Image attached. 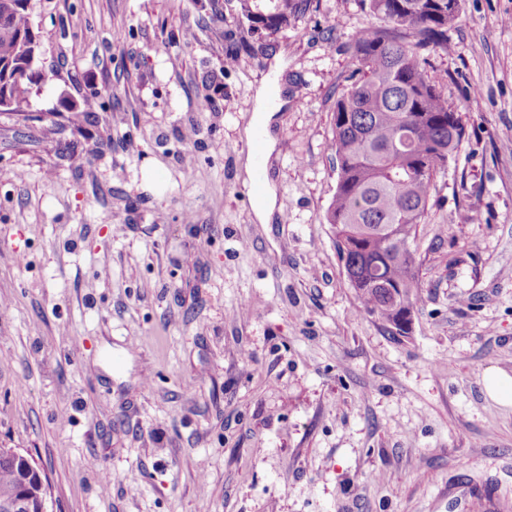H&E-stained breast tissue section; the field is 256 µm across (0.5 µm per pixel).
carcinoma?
<instances>
[{"mask_svg": "<svg viewBox=\"0 0 512 512\" xmlns=\"http://www.w3.org/2000/svg\"><path fill=\"white\" fill-rule=\"evenodd\" d=\"M242 0L252 22L276 30L307 0ZM461 0H364L378 23L352 38L355 80L336 101V193L327 219L347 278L364 283L360 308L397 327L418 294L413 231L427 210L434 179L445 174L464 127L429 75L428 54L448 50V25ZM41 44L27 0H0V85L9 111L22 112L44 81L33 47ZM26 494L41 512L36 474L13 448H0V501Z\"/></svg>", "mask_w": 512, "mask_h": 512, "instance_id": "carcinoma-1", "label": "carcinoma"}]
</instances>
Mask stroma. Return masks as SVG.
<instances>
[{
    "label": "stroma",
    "mask_w": 512,
    "mask_h": 512,
    "mask_svg": "<svg viewBox=\"0 0 512 512\" xmlns=\"http://www.w3.org/2000/svg\"><path fill=\"white\" fill-rule=\"evenodd\" d=\"M32 4L45 79L0 112V447L49 512H463L462 485L512 512L484 390L512 374V0H463L429 56L465 137L406 334L359 311L326 219L362 0L276 30L240 0ZM276 62L261 224L245 128Z\"/></svg>",
    "instance_id": "stroma-1"
}]
</instances>
